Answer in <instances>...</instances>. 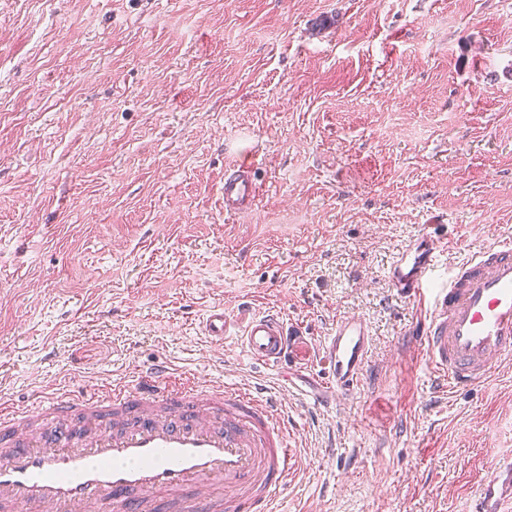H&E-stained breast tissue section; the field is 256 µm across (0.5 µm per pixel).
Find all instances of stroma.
<instances>
[{"label": "stroma", "instance_id": "stroma-1", "mask_svg": "<svg viewBox=\"0 0 512 512\" xmlns=\"http://www.w3.org/2000/svg\"><path fill=\"white\" fill-rule=\"evenodd\" d=\"M244 158L264 195L230 216ZM426 233L447 266L512 236V0H0V401L164 359L299 421L279 512H466L512 453V363L433 398L389 281ZM214 304L299 342L252 363L202 335ZM349 312L368 374L319 411L284 375Z\"/></svg>", "mask_w": 512, "mask_h": 512}]
</instances>
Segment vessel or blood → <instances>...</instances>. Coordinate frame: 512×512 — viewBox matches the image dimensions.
<instances>
[{"mask_svg":"<svg viewBox=\"0 0 512 512\" xmlns=\"http://www.w3.org/2000/svg\"><path fill=\"white\" fill-rule=\"evenodd\" d=\"M262 191L251 161H240L224 176L225 213L250 211ZM442 250L427 234L410 242L394 257L390 281L424 304L416 352L436 391L448 394L490 381L512 361V238L474 252L439 286ZM232 326L217 305L203 332L220 343ZM242 336L260 363L280 365L291 350L282 317L270 310L249 317ZM370 342L361 315L337 319L319 347L324 372L306 383L314 408L334 410L352 398ZM292 455L274 400L179 386L162 363L128 388L41 395L27 408L0 403V512H277ZM468 512H512V457L495 462Z\"/></svg>","mask_w":512,"mask_h":512,"instance_id":"1","label":"vessel or blood"}]
</instances>
